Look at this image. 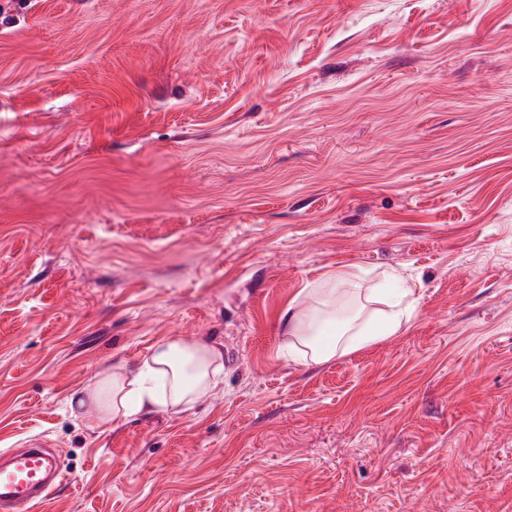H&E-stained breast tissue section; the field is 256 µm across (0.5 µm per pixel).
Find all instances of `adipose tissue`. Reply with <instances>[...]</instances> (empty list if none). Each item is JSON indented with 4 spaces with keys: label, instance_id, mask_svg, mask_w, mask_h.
Instances as JSON below:
<instances>
[{
    "label": "adipose tissue",
    "instance_id": "adipose-tissue-1",
    "mask_svg": "<svg viewBox=\"0 0 512 512\" xmlns=\"http://www.w3.org/2000/svg\"><path fill=\"white\" fill-rule=\"evenodd\" d=\"M335 316V289H304L282 313V351L298 363L321 365L395 335L411 321L405 308L368 312L359 307L334 337L324 338V326ZM223 382L221 345L176 337L155 345L136 367L115 364L102 371L81 390L79 403L101 423H115L145 409L189 410Z\"/></svg>",
    "mask_w": 512,
    "mask_h": 512
}]
</instances>
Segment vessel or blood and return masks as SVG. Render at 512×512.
<instances>
[{
	"label": "vessel or blood",
	"mask_w": 512,
	"mask_h": 512,
	"mask_svg": "<svg viewBox=\"0 0 512 512\" xmlns=\"http://www.w3.org/2000/svg\"><path fill=\"white\" fill-rule=\"evenodd\" d=\"M54 449L39 442L10 451L0 460V512H34L60 484Z\"/></svg>",
	"instance_id": "vessel-or-blood-1"
}]
</instances>
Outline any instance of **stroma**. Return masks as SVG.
<instances>
[{
  "instance_id": "1",
  "label": "stroma",
  "mask_w": 512,
  "mask_h": 512,
  "mask_svg": "<svg viewBox=\"0 0 512 512\" xmlns=\"http://www.w3.org/2000/svg\"><path fill=\"white\" fill-rule=\"evenodd\" d=\"M365 271L408 328L283 357ZM173 337L192 409L70 405ZM39 512H512V0H0V451ZM329 279L335 280L333 288H305L282 313L284 337L280 349L294 361L307 366L321 365L394 336L410 323L411 313L407 307L389 312L376 308L367 313L364 308L356 307L348 320L338 327L336 336L325 339V324L336 318V290H344L343 294L352 297L360 296L362 288L359 287L364 278L350 274L346 279L351 288H336V276ZM303 295L304 299L300 300ZM308 298L313 303L306 306ZM7 454L0 461V511L31 512L61 484L59 458L41 442Z\"/></svg>"
}]
</instances>
